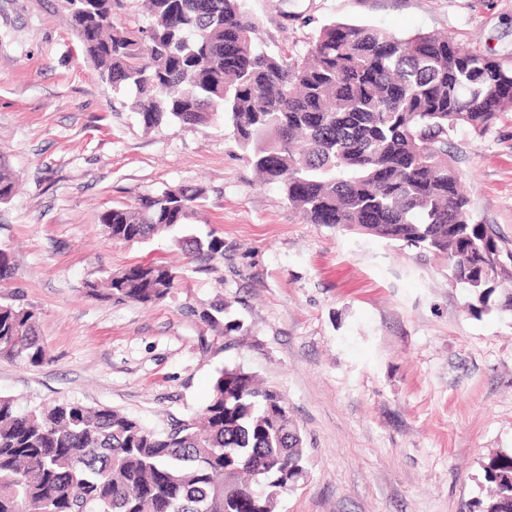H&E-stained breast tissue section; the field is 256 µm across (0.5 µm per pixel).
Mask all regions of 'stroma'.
Here are the masks:
<instances>
[{"mask_svg":"<svg viewBox=\"0 0 512 512\" xmlns=\"http://www.w3.org/2000/svg\"><path fill=\"white\" fill-rule=\"evenodd\" d=\"M261 49L302 50L323 25L441 33L512 51V0H245ZM101 81L63 0H0V155L19 181L0 204L11 279L0 297L39 314L44 363L0 358L19 409L69 400L166 430L199 414L217 369L279 392L306 475L278 512H472L489 459L512 453V312L474 315L448 264L373 236L309 224L262 182L221 123L145 129ZM448 149L476 221L512 241V122ZM190 186V231L224 240L189 259L170 240L110 239L100 215ZM180 282L116 304L87 283L136 264ZM224 300L242 333L199 313Z\"/></svg>","mask_w":512,"mask_h":512,"instance_id":"1","label":"stroma"}]
</instances>
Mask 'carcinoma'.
Returning <instances> with one entry per match:
<instances>
[{
	"instance_id": "cac0c4a2",
	"label": "carcinoma",
	"mask_w": 512,
	"mask_h": 512,
	"mask_svg": "<svg viewBox=\"0 0 512 512\" xmlns=\"http://www.w3.org/2000/svg\"><path fill=\"white\" fill-rule=\"evenodd\" d=\"M100 78L131 92L147 129L206 124L221 114L247 160L309 224L401 241L448 260L474 312L490 298L512 311V243L474 220L448 154L460 130L482 137L512 114V53L435 33L401 36L331 23L295 56L256 44L243 0H148L138 31L112 23L120 0H64ZM15 179L0 160V204ZM201 207L184 187L140 195L100 215L112 239L170 238L191 258L224 239L179 235ZM178 274L134 265L87 293L149 305ZM225 305L201 310L220 334ZM38 313L0 302V356L38 366ZM495 495L481 512H512V454L492 457ZM302 434L280 393L241 367L215 376L200 418L167 431L75 401L21 411L0 396V512H276L304 478Z\"/></svg>"
}]
</instances>
